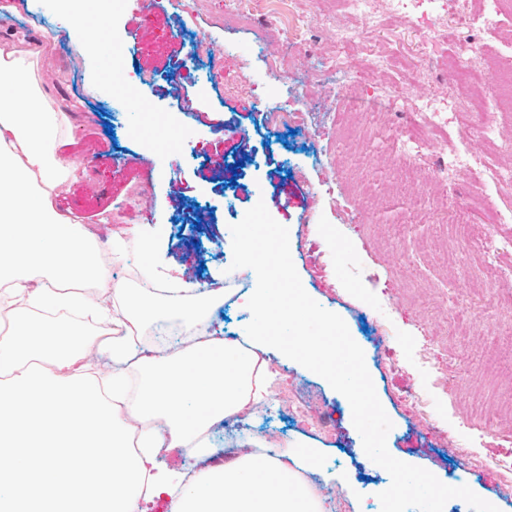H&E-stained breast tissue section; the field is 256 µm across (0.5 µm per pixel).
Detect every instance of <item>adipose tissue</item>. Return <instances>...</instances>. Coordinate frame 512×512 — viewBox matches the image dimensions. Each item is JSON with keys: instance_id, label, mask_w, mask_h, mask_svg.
<instances>
[{"instance_id": "obj_1", "label": "adipose tissue", "mask_w": 512, "mask_h": 512, "mask_svg": "<svg viewBox=\"0 0 512 512\" xmlns=\"http://www.w3.org/2000/svg\"><path fill=\"white\" fill-rule=\"evenodd\" d=\"M53 113L15 61L0 62V512H143L165 497L169 512H326L306 480L313 452L235 451L188 474L161 456H208L212 431L267 392L265 353L285 331L307 365L323 340L298 335L311 314L284 306L276 281L250 295L252 326L228 339L197 325L223 289L112 286L111 303L87 296L108 277L91 240L47 202L62 174L49 149ZM177 316L180 346L148 343L144 330ZM110 368L93 372L92 361Z\"/></svg>"}]
</instances>
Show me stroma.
<instances>
[{
    "label": "stroma",
    "mask_w": 512,
    "mask_h": 512,
    "mask_svg": "<svg viewBox=\"0 0 512 512\" xmlns=\"http://www.w3.org/2000/svg\"><path fill=\"white\" fill-rule=\"evenodd\" d=\"M336 0H255L247 23L224 20V0H160L152 30L140 33L141 0H118L107 29L88 28L90 38L109 40L121 61L124 82L140 84L119 123L112 102L122 84L107 81L98 57L61 24L56 0H11L0 7V51L23 59L62 132L54 152L68 166L67 178L48 194L70 223L87 229L124 213L136 197L154 204L148 215L122 225L115 238L99 241L113 253L110 278L144 287L140 254H117L114 239L153 236L165 246L155 258L159 271L187 287L227 278L255 288L254 271L232 269L230 227L265 203L289 229L291 256L306 292L340 315L363 349L378 398L393 423L387 448L395 458L432 472L441 482L468 486L499 512H512L500 460H512V415H498L512 401V336H471L450 318L458 305H472L495 268L512 269V253L488 259L473 246L452 245L436 213L438 187L421 182L408 194L394 171L401 163L378 133L400 123L396 112L359 119L374 139L348 137L355 117L333 95L342 77L324 70L336 29L321 8ZM310 17L301 45H283V26L295 14ZM224 48L228 77L248 76L253 90L229 96L221 84L196 81L185 104L171 86L169 62L184 58L183 74H195L190 57L200 35ZM288 48L295 66L271 77L267 55ZM323 83L320 95L302 89L310 74ZM293 101L307 113L308 128L290 134L276 110ZM182 111V124L162 132V112ZM248 146L241 159L239 146ZM451 149L473 159L493 156L512 167V126L495 145L479 129L454 135ZM224 157V174L212 173V155ZM213 205L195 220L194 207ZM274 378H287L320 411H330L332 429L321 432L286 411L279 386L249 413L226 419L213 433L208 465L228 455V430L246 438L271 439L318 453V468L306 479L326 497L328 512H381L380 492L389 473L365 453L352 423L351 406L316 373L272 351Z\"/></svg>",
    "instance_id": "stroma-1"
}]
</instances>
